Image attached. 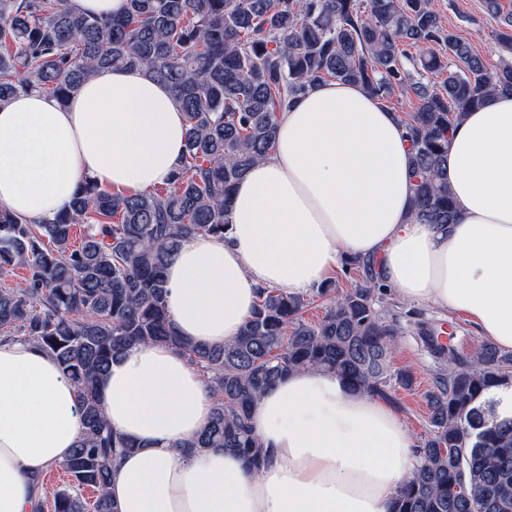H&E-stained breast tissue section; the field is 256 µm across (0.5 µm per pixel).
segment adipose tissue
I'll use <instances>...</instances> for the list:
<instances>
[{
  "instance_id": "1",
  "label": "adipose tissue",
  "mask_w": 512,
  "mask_h": 512,
  "mask_svg": "<svg viewBox=\"0 0 512 512\" xmlns=\"http://www.w3.org/2000/svg\"><path fill=\"white\" fill-rule=\"evenodd\" d=\"M171 88L103 69L66 103L39 92L0 107V206L41 220L90 180L118 194L167 184L185 152ZM411 141L361 85L313 87L281 113L276 148L237 183L224 237L188 236L167 268L177 333L221 346L260 289L306 295L344 259L371 261L400 299L459 313L512 351V94L497 92L448 141L457 221L413 218ZM113 429L137 443L112 473L118 512H393L413 440L393 413L332 372L305 370L262 395L250 426L267 460L187 449L213 396L178 348L136 345L98 384ZM77 393L44 352L0 344V512H36L35 479L70 455Z\"/></svg>"
}]
</instances>
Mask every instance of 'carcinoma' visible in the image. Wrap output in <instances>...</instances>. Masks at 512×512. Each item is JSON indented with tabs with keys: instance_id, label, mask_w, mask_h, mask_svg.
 <instances>
[{
	"instance_id": "obj_1",
	"label": "carcinoma",
	"mask_w": 512,
	"mask_h": 512,
	"mask_svg": "<svg viewBox=\"0 0 512 512\" xmlns=\"http://www.w3.org/2000/svg\"><path fill=\"white\" fill-rule=\"evenodd\" d=\"M484 7L499 49L512 56V10L501 0ZM106 67L142 68L171 86L186 152L170 183L146 193L118 195L85 180L51 219L0 207V276L27 271L21 286L0 289V341L45 352L80 399L81 434L60 465L69 482L53 494L51 512H115L112 467L137 444L112 429L97 383L132 345L171 344L200 366L215 407L187 447L233 451L252 470L265 453L251 413L289 373L334 372L384 399L392 381L411 385L390 370L402 326L395 304L376 308L387 289L371 264L345 262L363 277L320 321L304 318L305 297L263 288L239 335L206 347L177 335L168 318V262L182 238L230 230L235 184L274 150L280 112L318 83L408 99L401 120L413 147L414 215L446 225L457 221L451 127L487 95L512 91V61L490 71L432 0H127L125 13L108 19L78 16L66 0H0V106L32 90L63 104ZM419 330L441 368L424 392L428 434L395 512H512V417L499 418L484 399L512 384V354L489 344L466 353L452 335Z\"/></svg>"
}]
</instances>
